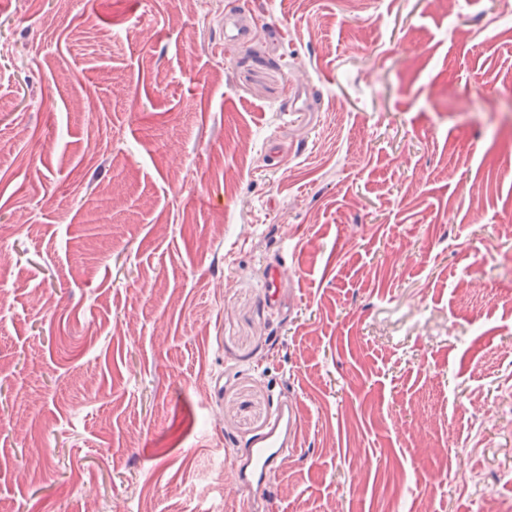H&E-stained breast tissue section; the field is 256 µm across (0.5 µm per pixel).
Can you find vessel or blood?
<instances>
[{"label": "vessel or blood", "instance_id": "obj_1", "mask_svg": "<svg viewBox=\"0 0 512 512\" xmlns=\"http://www.w3.org/2000/svg\"><path fill=\"white\" fill-rule=\"evenodd\" d=\"M301 431V408L278 401L266 427L248 444L245 458L237 462L234 476L239 485L265 490L281 460L294 447Z\"/></svg>", "mask_w": 512, "mask_h": 512}]
</instances>
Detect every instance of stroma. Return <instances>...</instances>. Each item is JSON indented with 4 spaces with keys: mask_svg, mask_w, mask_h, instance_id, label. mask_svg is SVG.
<instances>
[{
    "mask_svg": "<svg viewBox=\"0 0 512 512\" xmlns=\"http://www.w3.org/2000/svg\"><path fill=\"white\" fill-rule=\"evenodd\" d=\"M0 252V512H512V0H0ZM301 431V408L298 403L277 401L266 427L248 444V452L234 467L240 486L263 491L271 476L280 468L281 459L294 447Z\"/></svg>",
    "mask_w": 512,
    "mask_h": 512,
    "instance_id": "35a3bbf8",
    "label": "stroma"
}]
</instances>
